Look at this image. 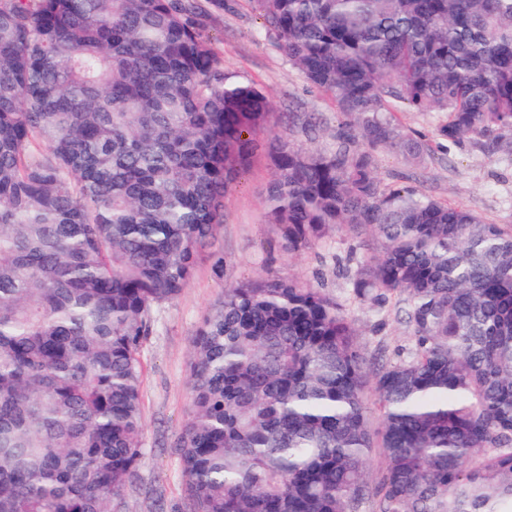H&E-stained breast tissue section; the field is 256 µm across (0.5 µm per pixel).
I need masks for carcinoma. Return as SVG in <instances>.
I'll list each match as a JSON object with an SVG mask.
<instances>
[{
    "mask_svg": "<svg viewBox=\"0 0 512 512\" xmlns=\"http://www.w3.org/2000/svg\"><path fill=\"white\" fill-rule=\"evenodd\" d=\"M343 122L276 139L264 222L346 231L342 288L411 346L368 366L344 304L239 281L192 340L185 512H512V226L384 188L437 136L512 160V0H247ZM271 102L192 0H0V512H113L143 463L140 351L191 279ZM385 458L373 476L369 449Z\"/></svg>",
    "mask_w": 512,
    "mask_h": 512,
    "instance_id": "1",
    "label": "carcinoma"
}]
</instances>
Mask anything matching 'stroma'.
I'll return each mask as SVG.
<instances>
[{
    "label": "stroma",
    "mask_w": 512,
    "mask_h": 512,
    "mask_svg": "<svg viewBox=\"0 0 512 512\" xmlns=\"http://www.w3.org/2000/svg\"><path fill=\"white\" fill-rule=\"evenodd\" d=\"M203 27L225 73L246 78L269 95L270 131L261 136L250 166L237 175L227 193L224 223L213 245L203 250L188 286L154 311V330L140 355L144 463L121 512H174L184 497L173 445L189 408L192 339L224 287L266 276L297 280L317 276L329 293L344 296L330 256L355 243L354 238L338 233L291 253L263 221L266 188L275 177L270 158L275 135L289 131L300 146H328L340 121L332 98L311 87L267 37L263 18L248 0H225L223 10L208 12ZM293 112L315 113L322 128L319 137L289 130ZM398 119L423 136L428 151L418 161L379 152L377 176L383 186H408L440 202L473 210L486 222L512 225V161L485 155L469 139L448 150L439 148L437 127L442 114L402 111ZM219 256L224 259L220 270L214 266ZM347 309L358 323L359 341L366 350L379 343L391 353L408 346L409 332L396 317H389L377 332L371 312L354 302Z\"/></svg>",
    "instance_id": "obj_1"
}]
</instances>
